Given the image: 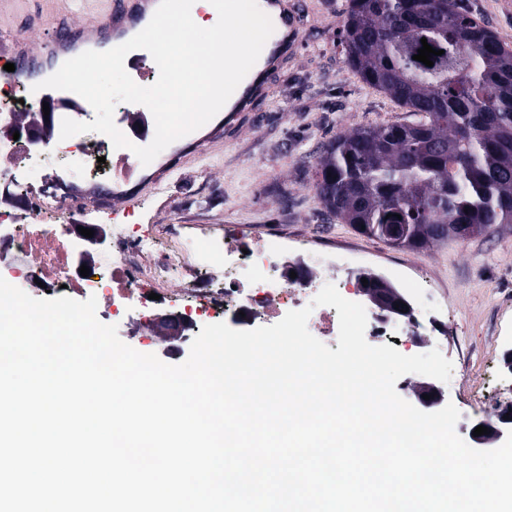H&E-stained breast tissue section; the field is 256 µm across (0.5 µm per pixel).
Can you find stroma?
<instances>
[{
	"instance_id": "obj_1",
	"label": "stroma",
	"mask_w": 512,
	"mask_h": 512,
	"mask_svg": "<svg viewBox=\"0 0 512 512\" xmlns=\"http://www.w3.org/2000/svg\"><path fill=\"white\" fill-rule=\"evenodd\" d=\"M301 44L274 72L268 95L241 112L218 113L212 122L170 144L142 181L130 184L119 203L97 204L110 185L96 187L80 223L125 225L136 236L163 224H229L238 227L230 244L242 250L270 234L286 242H313L335 254L329 274L356 282L371 272L393 285L413 305L417 332L399 337L405 355L425 353L438 336L452 339L444 355L453 364L440 389L460 412V424L495 418L512 406V374L503 355L512 349V224H495L464 240L419 249L395 247L359 233L330 216L315 191L324 146L359 126L411 121L410 112L364 83L345 62L339 46L348 0H298ZM512 48V0H462ZM111 0H0V41L16 38L40 51L62 25L89 22ZM150 287L112 315V300L99 289L72 291V299L96 298V316L116 323L118 335L142 353L168 364L184 362L192 336L169 349L157 325L160 310Z\"/></svg>"
}]
</instances>
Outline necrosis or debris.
I'll return each instance as SVG.
<instances>
[{"label": "necrosis or debris", "instance_id": "4bbe7bcc", "mask_svg": "<svg viewBox=\"0 0 512 512\" xmlns=\"http://www.w3.org/2000/svg\"><path fill=\"white\" fill-rule=\"evenodd\" d=\"M0 182L27 201L23 212L0 224V258L11 259L26 281L36 280L50 289H73L89 283L111 294L113 304L120 309L142 283H150L161 292L179 278L187 281L191 293L204 298L208 307L221 306L231 315H243L249 325H271L272 311L261 302L262 296L270 295L287 311L311 307L307 323L310 333L322 336L339 328L336 308L312 307L316 289L293 279V272L304 269L305 263L283 257L278 236L242 252L226 247L217 233L203 241L185 228L176 233L165 230L135 236L115 226L106 231L104 245L106 253L116 259V266L87 265L78 241L71 237L75 183L59 182L52 187L30 183L22 187L13 184L3 170ZM217 260L224 264L220 284L209 277ZM84 266L90 269L85 277L80 274Z\"/></svg>", "mask_w": 512, "mask_h": 512}]
</instances>
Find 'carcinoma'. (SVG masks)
<instances>
[{
    "instance_id": "carcinoma-1",
    "label": "carcinoma",
    "mask_w": 512,
    "mask_h": 512,
    "mask_svg": "<svg viewBox=\"0 0 512 512\" xmlns=\"http://www.w3.org/2000/svg\"><path fill=\"white\" fill-rule=\"evenodd\" d=\"M460 0H349L348 65L416 120L359 127L324 148L316 192L326 211L410 246L512 224V49ZM444 54L412 59L421 39Z\"/></svg>"
}]
</instances>
